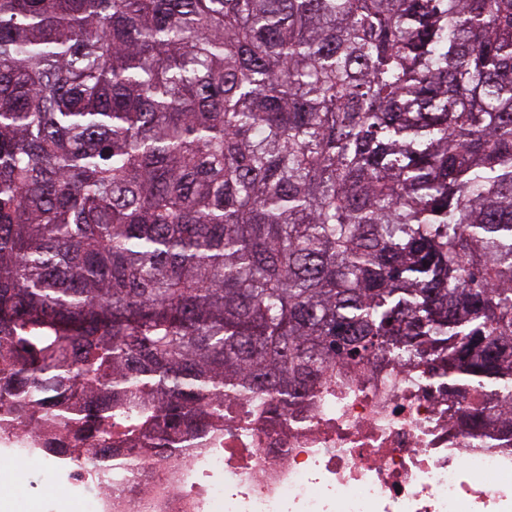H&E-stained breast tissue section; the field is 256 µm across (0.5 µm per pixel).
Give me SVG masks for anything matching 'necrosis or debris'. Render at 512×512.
Returning a JSON list of instances; mask_svg holds the SVG:
<instances>
[{"instance_id": "4bbe7bcc", "label": "necrosis or debris", "mask_w": 512, "mask_h": 512, "mask_svg": "<svg viewBox=\"0 0 512 512\" xmlns=\"http://www.w3.org/2000/svg\"><path fill=\"white\" fill-rule=\"evenodd\" d=\"M455 410L418 370L340 369L286 431L240 423L152 480L94 486L73 512H512V448L492 433L478 447Z\"/></svg>"}]
</instances>
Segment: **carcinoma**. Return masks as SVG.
<instances>
[{
  "instance_id": "1",
  "label": "carcinoma",
  "mask_w": 512,
  "mask_h": 512,
  "mask_svg": "<svg viewBox=\"0 0 512 512\" xmlns=\"http://www.w3.org/2000/svg\"><path fill=\"white\" fill-rule=\"evenodd\" d=\"M512 438V0H0V426L111 484L336 367Z\"/></svg>"
}]
</instances>
